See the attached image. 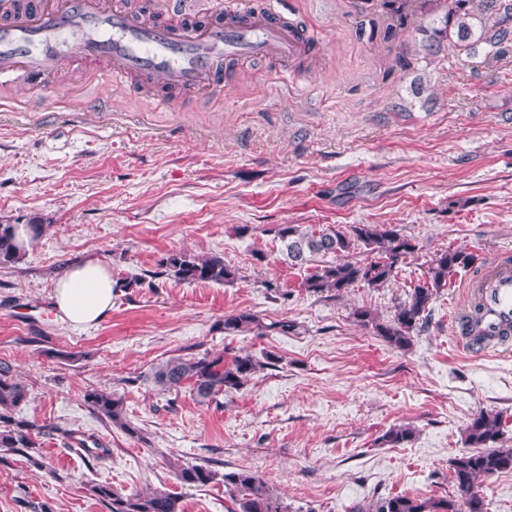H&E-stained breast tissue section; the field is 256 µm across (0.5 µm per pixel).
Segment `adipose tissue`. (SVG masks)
<instances>
[{"mask_svg": "<svg viewBox=\"0 0 512 512\" xmlns=\"http://www.w3.org/2000/svg\"><path fill=\"white\" fill-rule=\"evenodd\" d=\"M116 285L111 271L97 260L72 265L56 281L58 318L75 326L100 322L112 307Z\"/></svg>", "mask_w": 512, "mask_h": 512, "instance_id": "obj_1", "label": "adipose tissue"}]
</instances>
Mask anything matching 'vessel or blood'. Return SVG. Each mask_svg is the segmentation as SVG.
Instances as JSON below:
<instances>
[{"mask_svg":"<svg viewBox=\"0 0 512 512\" xmlns=\"http://www.w3.org/2000/svg\"><path fill=\"white\" fill-rule=\"evenodd\" d=\"M241 25L157 26L118 0H15L0 20V77L57 74L77 57L102 61L113 78L180 90L223 87L224 68L248 57L302 56L305 35L272 10L238 0ZM481 311L476 332L494 341L512 327V266L491 264L471 284Z\"/></svg>","mask_w":512,"mask_h":512,"instance_id":"b4317fda","label":"vessel or blood"}]
</instances>
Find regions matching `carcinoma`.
<instances>
[{"mask_svg":"<svg viewBox=\"0 0 512 512\" xmlns=\"http://www.w3.org/2000/svg\"><path fill=\"white\" fill-rule=\"evenodd\" d=\"M380 6L393 24L383 31V40L398 39L406 22L418 16L431 18V25L419 26L423 58L434 59L451 44L470 55L479 43L485 53L497 55L512 45V0H358V13L364 14ZM17 225L0 224V266L21 263L28 247L17 240ZM276 236L284 246L288 262L302 267L312 257L325 258L303 283L313 295L332 292L340 296L357 284L382 288L415 257L419 247L416 241L402 235L389 224H352L349 229L316 232L297 224H283ZM364 247L367 257L357 260L351 252ZM477 262V257L462 248L437 251L427 261V279L407 293L405 300L394 306L386 319L367 307H355L351 315L358 325L372 330L391 348L405 351L413 341L430 313V305L439 290L448 285V277ZM173 277L185 283H212L222 285L237 279L238 270L217 255L199 257L185 252H171L162 261ZM283 334L297 331V324L282 320L262 325L256 315L240 311L224 316L223 329L228 335L262 329ZM262 368L249 353H241L227 360L209 354L185 358L170 357L156 364L150 378L162 391H176L182 387L196 403L209 406L219 404V397L237 391ZM28 389L15 378L7 366L0 367V448L17 452L50 475L55 471L31 455L37 448L35 438L45 434L46 427L32 421L14 418L9 409L26 401ZM85 401L100 416L112 422L131 437H140L139 430L126 422L123 394L113 390L92 391ZM465 441L470 450L452 460V479L456 495L442 499H424L407 495L378 497L367 503H358L350 512H486L485 500L479 485L495 476L512 472V448L501 445V418L497 413L481 411L470 419ZM415 430L408 425L391 427L377 440L379 445L399 447L412 442ZM177 480L187 486H205L216 474L205 465H178ZM224 487L231 500L230 512H289V507L256 471L241 469L224 474ZM90 491L107 512H184L182 499L166 490L148 493L123 494L108 485L95 484Z\"/></svg>","mask_w":512,"mask_h":512,"instance_id":"carcinoma-1","label":"carcinoma"}]
</instances>
